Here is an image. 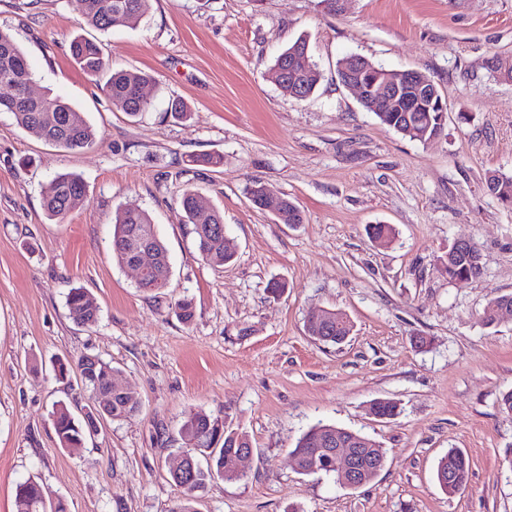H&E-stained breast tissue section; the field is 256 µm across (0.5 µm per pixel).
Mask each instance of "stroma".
I'll list each match as a JSON object with an SVG mask.
<instances>
[{
	"mask_svg": "<svg viewBox=\"0 0 512 512\" xmlns=\"http://www.w3.org/2000/svg\"><path fill=\"white\" fill-rule=\"evenodd\" d=\"M0 29L24 50L33 93L61 98L97 131L68 150L0 112V512H16V486L30 478L68 512H170L179 491L168 471L192 410L246 432L253 448L242 481L198 491L199 512H512V419L498 406L512 389V318H480L512 294V206L484 187L487 172L512 176V0H151L134 26L106 33L70 0H0ZM79 34L101 41L111 69L154 77L146 112L114 108L76 65ZM301 36L322 74L304 101L273 74ZM351 55L427 75L448 109L439 138L420 143L367 112L336 75ZM175 100L188 119L171 116ZM203 153L222 166L192 165ZM59 173L79 175L86 194L55 222L42 189ZM255 181L294 201L302 223L253 208ZM188 189L223 212L230 265L198 253L179 208ZM124 209L147 211L165 241L167 288L139 291L113 259ZM372 224L394 227L389 244L369 238ZM461 237L480 249V279L445 272ZM274 279L286 284L277 296ZM76 287L96 298L97 324L70 318ZM184 297L195 306L187 324L172 310ZM317 309L347 313L350 341L312 340ZM81 356L111 362L141 408L63 448L54 405L76 414L87 395L55 365ZM377 398L400 413L369 416ZM319 422L378 442L379 475L351 489L297 473L289 450ZM451 448L470 461L455 495L435 480Z\"/></svg>",
	"mask_w": 512,
	"mask_h": 512,
	"instance_id": "35a3bbf8",
	"label": "stroma"
}]
</instances>
